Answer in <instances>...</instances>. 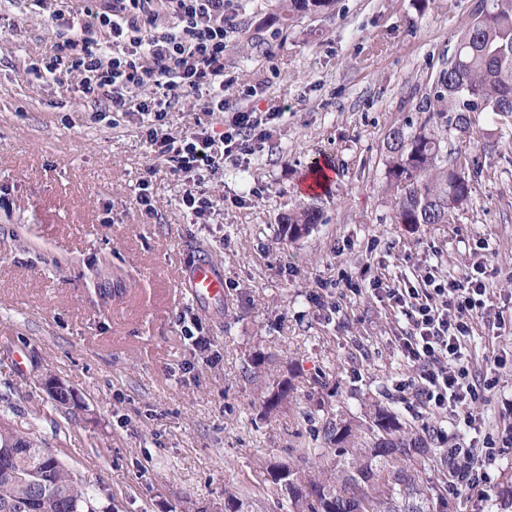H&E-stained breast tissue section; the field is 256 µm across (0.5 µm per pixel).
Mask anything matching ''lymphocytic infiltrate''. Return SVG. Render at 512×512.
Returning <instances> with one entry per match:
<instances>
[{
    "mask_svg": "<svg viewBox=\"0 0 512 512\" xmlns=\"http://www.w3.org/2000/svg\"><path fill=\"white\" fill-rule=\"evenodd\" d=\"M229 0H101L84 8L82 24L63 10L53 12L57 41L54 53L35 67V74L75 73L85 97L112 98L116 113L137 112L147 124V142L155 154L171 162L182 181V204L198 220L209 219L218 202L204 189L225 164L239 163L261 149L268 125L281 107H242L224 97V37L234 17ZM202 100L209 116H223L221 128L198 125L176 137L165 133V118L176 98ZM485 267L474 264L458 278L442 280L426 272L424 287H383L378 298L404 314L408 327L397 347L415 371L401 384L404 402L451 415L455 427L475 428V404L490 381L473 379L466 341L474 315L485 312L489 288ZM450 454L459 477L480 485L498 455L494 441L479 448H454Z\"/></svg>",
    "mask_w": 512,
    "mask_h": 512,
    "instance_id": "obj_1",
    "label": "lymphocytic infiltrate"
}]
</instances>
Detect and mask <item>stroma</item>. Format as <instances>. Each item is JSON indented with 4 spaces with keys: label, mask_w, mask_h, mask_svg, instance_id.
Returning a JSON list of instances; mask_svg holds the SVG:
<instances>
[{
    "label": "stroma",
    "mask_w": 512,
    "mask_h": 512,
    "mask_svg": "<svg viewBox=\"0 0 512 512\" xmlns=\"http://www.w3.org/2000/svg\"><path fill=\"white\" fill-rule=\"evenodd\" d=\"M472 5L334 0L280 31L268 22L280 0H233L224 95L256 85L285 112L267 149L208 182L223 205L195 224L137 116L86 99L78 75L34 74L56 41L48 11L0 0V415L68 465L97 512H224L225 490L324 447L326 417L362 415L370 401L427 437L425 483L449 480V449L499 442L487 497L458 486L448 512H478L485 500L512 512V116L479 112L471 133L448 132L449 149L471 161L472 192L447 223H398L400 193L386 177L387 137L423 126ZM323 161L335 178L313 198L301 178ZM147 176L153 218L135 201ZM312 206L322 223L280 238V224ZM196 258L223 268L221 302L196 303L179 287ZM480 261L492 313L474 318L472 373L484 378L497 358L504 366L470 432L400 400L395 387L412 370L394 338L406 319L370 282L419 288L425 266L453 278ZM185 310L207 349L184 339ZM50 376L80 401L76 418L51 399ZM282 380L291 397L267 413Z\"/></svg>",
    "instance_id": "stroma-1"
}]
</instances>
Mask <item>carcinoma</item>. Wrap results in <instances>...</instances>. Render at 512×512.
Returning <instances> with one entry per match:
<instances>
[{"mask_svg":"<svg viewBox=\"0 0 512 512\" xmlns=\"http://www.w3.org/2000/svg\"><path fill=\"white\" fill-rule=\"evenodd\" d=\"M333 0H289L274 18L288 26L294 14H318ZM429 119L444 129L470 131L473 113L512 114V0H477L457 50L433 89ZM388 176L401 188L400 224H446L450 211L472 191L462 169L441 164L444 140L422 127L394 128L387 138ZM320 220L308 208L281 225L296 240ZM288 382L276 384L267 413L290 397ZM373 447L356 448L350 438L358 421L343 411L323 426L329 448H307L298 462L268 465L262 480L288 501L289 512H448L447 489L420 482L418 472L433 449L403 434L397 414L381 405L366 412ZM0 512H93L81 479L45 443L0 418ZM224 512H257L252 497L225 492Z\"/></svg>","mask_w":512,"mask_h":512,"instance_id":"cac0c4a2","label":"carcinoma"}]
</instances>
